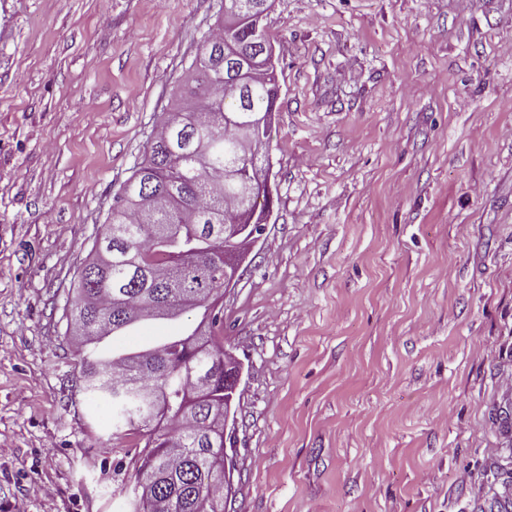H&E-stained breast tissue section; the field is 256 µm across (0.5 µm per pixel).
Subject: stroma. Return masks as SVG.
I'll list each match as a JSON object with an SVG mask.
<instances>
[{
	"instance_id": "1",
	"label": "stroma",
	"mask_w": 512,
	"mask_h": 512,
	"mask_svg": "<svg viewBox=\"0 0 512 512\" xmlns=\"http://www.w3.org/2000/svg\"><path fill=\"white\" fill-rule=\"evenodd\" d=\"M222 0H0V512H133L67 333ZM276 200L217 331L226 512L512 498V0H273Z\"/></svg>"
}]
</instances>
